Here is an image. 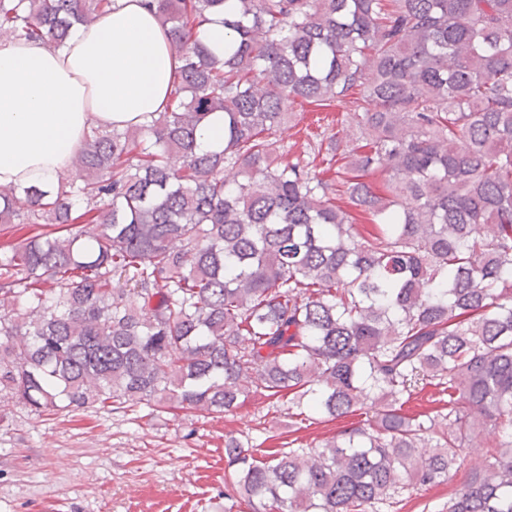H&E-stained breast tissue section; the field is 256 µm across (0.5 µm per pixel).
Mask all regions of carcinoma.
Wrapping results in <instances>:
<instances>
[{"instance_id": "1", "label": "carcinoma", "mask_w": 512, "mask_h": 512, "mask_svg": "<svg viewBox=\"0 0 512 512\" xmlns=\"http://www.w3.org/2000/svg\"><path fill=\"white\" fill-rule=\"evenodd\" d=\"M226 2L148 0L163 111L94 130L54 195L0 186V400L227 415L264 390L366 422L265 460L225 438L224 512H384L465 462L442 512H512V0H238L219 57L194 35ZM111 8L0 0V40ZM342 100L349 144L288 157L293 104ZM432 384L448 407L406 413ZM196 143L201 151L219 150L224 146V114H212L199 129Z\"/></svg>"}]
</instances>
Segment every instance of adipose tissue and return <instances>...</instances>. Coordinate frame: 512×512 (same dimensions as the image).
I'll return each mask as SVG.
<instances>
[{"label": "adipose tissue", "mask_w": 512, "mask_h": 512, "mask_svg": "<svg viewBox=\"0 0 512 512\" xmlns=\"http://www.w3.org/2000/svg\"><path fill=\"white\" fill-rule=\"evenodd\" d=\"M177 67L160 18L141 0H113L60 47L1 40L0 185L56 189L94 129L163 110Z\"/></svg>", "instance_id": "adipose-tissue-1"}]
</instances>
